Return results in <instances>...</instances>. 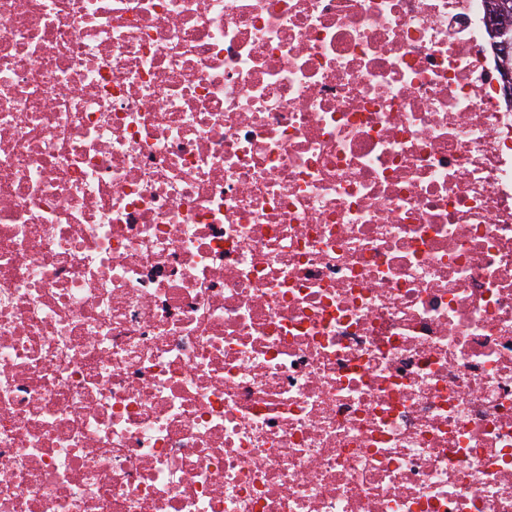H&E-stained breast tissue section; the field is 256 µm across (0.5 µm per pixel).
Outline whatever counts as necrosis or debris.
Instances as JSON below:
<instances>
[{"label":"necrosis or debris","mask_w":512,"mask_h":512,"mask_svg":"<svg viewBox=\"0 0 512 512\" xmlns=\"http://www.w3.org/2000/svg\"><path fill=\"white\" fill-rule=\"evenodd\" d=\"M490 0H0V512H512Z\"/></svg>","instance_id":"1"}]
</instances>
